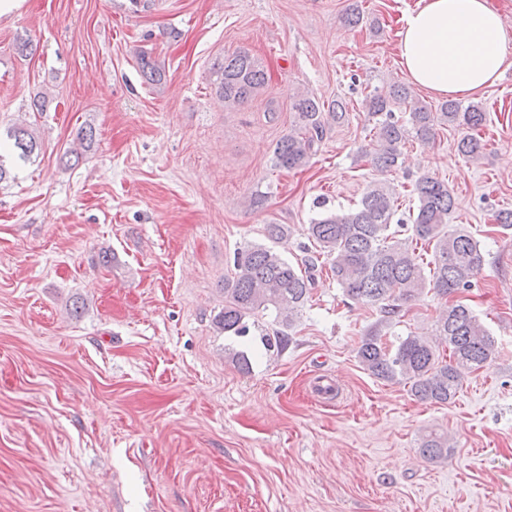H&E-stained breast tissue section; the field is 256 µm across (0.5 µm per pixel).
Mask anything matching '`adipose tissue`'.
<instances>
[{"mask_svg": "<svg viewBox=\"0 0 512 512\" xmlns=\"http://www.w3.org/2000/svg\"><path fill=\"white\" fill-rule=\"evenodd\" d=\"M398 49L409 82L461 99L497 83L512 31L488 0H420L402 18Z\"/></svg>", "mask_w": 512, "mask_h": 512, "instance_id": "1", "label": "adipose tissue"}]
</instances>
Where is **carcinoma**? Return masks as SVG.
<instances>
[{
  "label": "carcinoma",
  "mask_w": 512,
  "mask_h": 512,
  "mask_svg": "<svg viewBox=\"0 0 512 512\" xmlns=\"http://www.w3.org/2000/svg\"><path fill=\"white\" fill-rule=\"evenodd\" d=\"M140 69L150 84H161L165 70L147 55L140 56ZM216 96L225 106L234 107L256 97L265 85V73L246 50L224 56L213 66ZM411 98L403 85H391L386 94H369L363 106L374 122L375 144L370 152L373 166L389 171L398 162L399 145L410 134L427 144L439 125L465 126L472 130L458 141L459 153L476 162L485 147L474 131L483 126L486 112L478 103L466 106L454 100L438 111L421 105L412 108L409 119L395 114L399 105ZM296 130L280 139L273 150L274 166L296 170L307 165L316 142L323 139L322 112L334 120L345 116L337 100L321 102L309 95L292 104ZM10 138L21 159L38 149L34 134L24 125L15 127ZM416 211L410 223L395 218L394 189L374 184L364 193L358 207L350 210L326 209L307 227V237L330 261V272L343 295L363 305L375 307L382 319L360 337L355 357L368 375L391 383H404L411 394L423 401L446 403L461 385L462 371L484 367L497 354L495 340L479 322L471 308L457 300L436 320L435 338L408 335L397 344L383 339L382 326L402 307L431 292L446 299L470 287L484 265L478 242L465 230L448 232V215L455 205L448 184L424 174L414 183ZM430 248L424 260L414 244ZM235 276L224 280V312L219 323L227 336L245 337L249 320L258 314L270 315L278 329L273 336L260 337L265 349H284L292 328L315 284L314 265L297 267L273 248L250 244L234 258ZM421 452L434 462L448 459V435L432 432L420 444Z\"/></svg>",
  "instance_id": "carcinoma-1"
}]
</instances>
